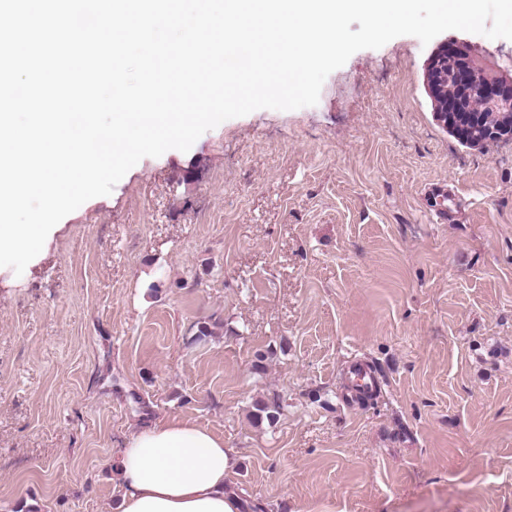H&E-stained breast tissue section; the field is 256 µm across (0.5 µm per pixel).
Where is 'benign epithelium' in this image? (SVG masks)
I'll return each instance as SVG.
<instances>
[{"instance_id":"benign-epithelium-1","label":"benign epithelium","mask_w":512,"mask_h":512,"mask_svg":"<svg viewBox=\"0 0 512 512\" xmlns=\"http://www.w3.org/2000/svg\"><path fill=\"white\" fill-rule=\"evenodd\" d=\"M435 118L473 147L512 139V80L493 77L460 49H441L426 74Z\"/></svg>"}]
</instances>
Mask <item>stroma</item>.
<instances>
[{
	"label": "stroma",
	"mask_w": 512,
	"mask_h": 512,
	"mask_svg": "<svg viewBox=\"0 0 512 512\" xmlns=\"http://www.w3.org/2000/svg\"><path fill=\"white\" fill-rule=\"evenodd\" d=\"M446 46L512 78V40L463 31L358 51L315 106L141 159L0 276V512H117L118 449L173 418L259 512H512V142L436 120ZM378 379L375 371L369 366L354 363L350 367V385L356 395L372 393L378 387Z\"/></svg>",
	"instance_id": "1"
}]
</instances>
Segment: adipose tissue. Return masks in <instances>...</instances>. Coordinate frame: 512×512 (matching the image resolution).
<instances>
[{"label": "adipose tissue", "mask_w": 512, "mask_h": 512, "mask_svg": "<svg viewBox=\"0 0 512 512\" xmlns=\"http://www.w3.org/2000/svg\"><path fill=\"white\" fill-rule=\"evenodd\" d=\"M232 466L223 438L204 427L180 420L146 426L114 462L119 512H241L225 484Z\"/></svg>", "instance_id": "ef3b65f1"}]
</instances>
